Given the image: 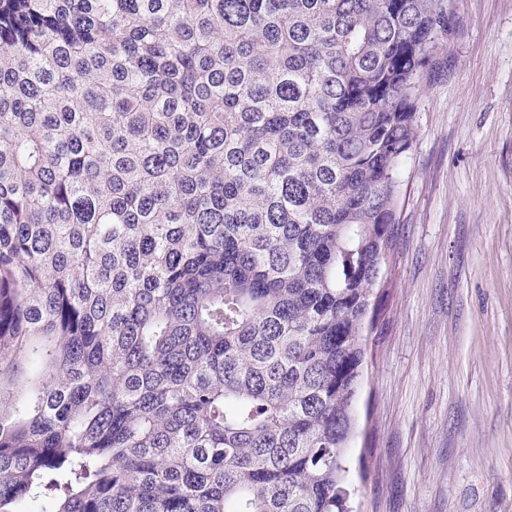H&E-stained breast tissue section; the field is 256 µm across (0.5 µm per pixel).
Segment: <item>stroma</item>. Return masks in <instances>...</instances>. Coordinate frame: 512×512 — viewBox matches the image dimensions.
Returning <instances> with one entry per match:
<instances>
[{
  "label": "stroma",
  "instance_id": "obj_1",
  "mask_svg": "<svg viewBox=\"0 0 512 512\" xmlns=\"http://www.w3.org/2000/svg\"><path fill=\"white\" fill-rule=\"evenodd\" d=\"M403 165L356 512H512V0H454Z\"/></svg>",
  "mask_w": 512,
  "mask_h": 512
}]
</instances>
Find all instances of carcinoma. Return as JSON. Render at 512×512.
Returning <instances> with one entry per match:
<instances>
[{"instance_id": "1", "label": "carcinoma", "mask_w": 512, "mask_h": 512, "mask_svg": "<svg viewBox=\"0 0 512 512\" xmlns=\"http://www.w3.org/2000/svg\"><path fill=\"white\" fill-rule=\"evenodd\" d=\"M453 0H0V512H353Z\"/></svg>"}]
</instances>
